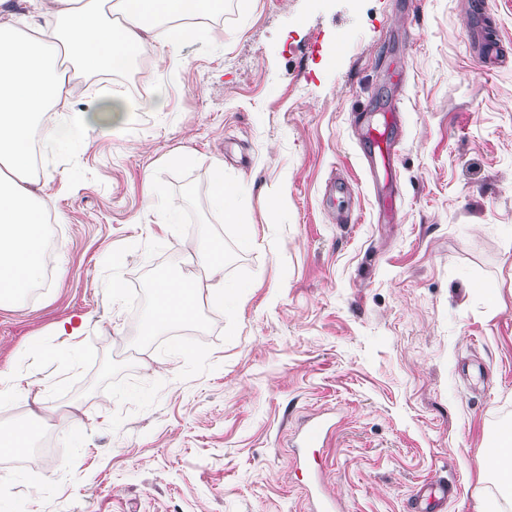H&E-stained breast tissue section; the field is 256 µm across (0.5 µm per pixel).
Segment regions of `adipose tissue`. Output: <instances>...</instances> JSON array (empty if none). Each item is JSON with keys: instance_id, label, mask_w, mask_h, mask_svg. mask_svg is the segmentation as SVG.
I'll return each mask as SVG.
<instances>
[{"instance_id": "adipose-tissue-1", "label": "adipose tissue", "mask_w": 512, "mask_h": 512, "mask_svg": "<svg viewBox=\"0 0 512 512\" xmlns=\"http://www.w3.org/2000/svg\"><path fill=\"white\" fill-rule=\"evenodd\" d=\"M10 2L0 0V304L23 296L42 275L41 225L48 197L32 178L29 143L41 113L66 104L70 66L85 71L135 67L138 49L151 34L150 20L224 8V0H113L122 21L112 26L100 21L97 0H53L42 23L22 33ZM143 198L145 213L156 219L152 242L171 247L168 229L180 217L164 208L148 173ZM196 311L193 280L166 278L156 292L154 321L164 327L183 324L193 321Z\"/></svg>"}]
</instances>
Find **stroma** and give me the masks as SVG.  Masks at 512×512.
<instances>
[{"label":"stroma","instance_id":"35a3bbf8","mask_svg":"<svg viewBox=\"0 0 512 512\" xmlns=\"http://www.w3.org/2000/svg\"><path fill=\"white\" fill-rule=\"evenodd\" d=\"M468 2L224 0L167 72L76 71L69 110L117 98L133 112L109 130L88 121L84 148L42 141L32 156L59 237L42 284L0 307V365L32 364L0 428L39 418L82 450L48 461L38 489L0 462V499L22 512H311L294 446L328 416L316 458L340 512H407L440 478L462 486L446 512L512 507L486 463L512 435V250L490 231L512 225V0L478 17ZM392 109L402 208L386 224L355 119ZM179 152L195 165L170 164ZM219 165L242 194L232 217L207 205ZM147 172L167 209L192 215L171 229L178 250L142 227ZM333 178L350 222L327 206ZM203 233L247 298L225 316L211 283L196 322L154 326L155 283L196 259ZM486 282L496 291L476 299ZM64 320L80 336L56 335ZM198 333L192 369L174 349Z\"/></svg>","mask_w":512,"mask_h":512}]
</instances>
